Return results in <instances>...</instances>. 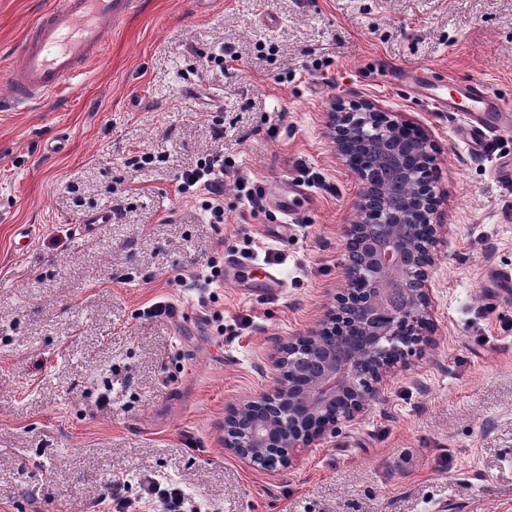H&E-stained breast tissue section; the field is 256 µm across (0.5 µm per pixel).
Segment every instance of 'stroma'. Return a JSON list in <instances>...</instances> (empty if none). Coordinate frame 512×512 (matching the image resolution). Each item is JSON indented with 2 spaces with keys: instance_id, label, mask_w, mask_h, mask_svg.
I'll use <instances>...</instances> for the list:
<instances>
[{
  "instance_id": "obj_1",
  "label": "stroma",
  "mask_w": 512,
  "mask_h": 512,
  "mask_svg": "<svg viewBox=\"0 0 512 512\" xmlns=\"http://www.w3.org/2000/svg\"><path fill=\"white\" fill-rule=\"evenodd\" d=\"M54 2L0 0V72ZM220 49L233 68L205 67ZM404 67L512 107V0H138L57 97L0 112V512H109L111 481L148 476L203 512H512V293L484 298L485 270H512V183L493 175L512 132L471 154L459 114L398 85ZM362 101L437 149L433 343L288 470H259L225 452L224 417L274 386L277 342L316 327L345 285L363 185L327 124ZM209 154L224 157L220 224L175 193ZM292 180L316 204L290 218L264 189ZM99 211L111 223L80 230ZM231 255L278 268L282 294L208 283ZM162 300L175 318L147 315Z\"/></svg>"
}]
</instances>
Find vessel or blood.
I'll return each instance as SVG.
<instances>
[{
  "instance_id": "1",
  "label": "vessel or blood",
  "mask_w": 512,
  "mask_h": 512,
  "mask_svg": "<svg viewBox=\"0 0 512 512\" xmlns=\"http://www.w3.org/2000/svg\"><path fill=\"white\" fill-rule=\"evenodd\" d=\"M137 0H58L34 23L20 46L17 64L0 73L8 89L0 97V112L41 102L77 78L98 59L112 39V28L136 8ZM444 79L423 88L426 100L439 112H460L466 119L455 136L478 148L487 134L512 130V108L478 82L448 92ZM224 280L246 287L253 295H274L285 286L281 273L265 266L254 275L251 262L231 258L224 264Z\"/></svg>"
}]
</instances>
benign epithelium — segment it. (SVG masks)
<instances>
[{
	"label": "benign epithelium",
	"instance_id": "obj_1",
	"mask_svg": "<svg viewBox=\"0 0 512 512\" xmlns=\"http://www.w3.org/2000/svg\"><path fill=\"white\" fill-rule=\"evenodd\" d=\"M376 112L368 103L349 111L339 108L328 114L330 135L347 160L353 150L378 154L384 142L417 131L418 137L395 154L410 198L388 211L386 220L379 219L376 205L390 190L373 185L366 171L351 168L365 189L355 204L357 220L343 227L348 252L344 278L349 283L355 275L371 287L363 297L350 287L342 289L317 327L279 343L274 387L226 414L224 450L257 469L286 470L299 453L353 421L430 327V269L441 241V225L431 223L440 205L429 179L435 147L399 113L387 115V127L378 129ZM352 309L358 310L361 339L353 344L338 337L334 351L323 335L348 319ZM398 322L408 326L399 337L394 335Z\"/></svg>",
	"mask_w": 512,
	"mask_h": 512
}]
</instances>
